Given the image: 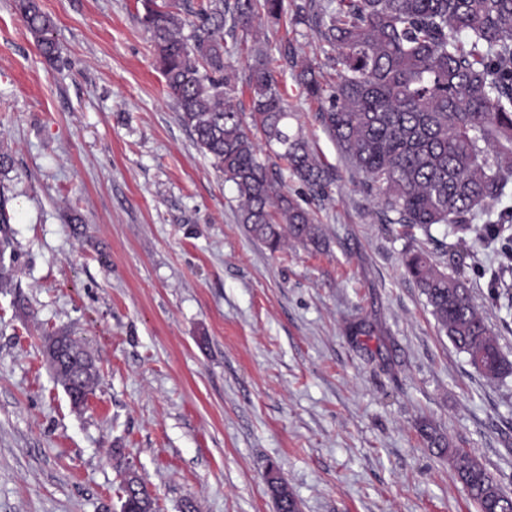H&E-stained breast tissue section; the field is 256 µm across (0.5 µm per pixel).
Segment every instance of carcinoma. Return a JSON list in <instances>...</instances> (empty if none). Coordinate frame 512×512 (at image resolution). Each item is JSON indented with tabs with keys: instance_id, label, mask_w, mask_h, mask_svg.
Segmentation results:
<instances>
[{
	"instance_id": "carcinoma-1",
	"label": "carcinoma",
	"mask_w": 512,
	"mask_h": 512,
	"mask_svg": "<svg viewBox=\"0 0 512 512\" xmlns=\"http://www.w3.org/2000/svg\"><path fill=\"white\" fill-rule=\"evenodd\" d=\"M165 85L196 147L235 185L239 222L270 251L291 239L322 245L312 212L285 190L297 180L313 200L329 196L336 171L289 124L281 82L265 44L254 42L245 83L250 112L235 103L237 74L225 58V37L281 23L285 0H141ZM13 8L49 63L59 59L54 22L38 0ZM290 24L317 36L323 60L298 61L293 44L277 45L278 68L305 98L319 103L316 119L338 151L365 176L382 224L405 234L446 225L463 243L478 230L498 232L512 211L482 220L512 182V0H291ZM276 148L283 166L263 162L254 140ZM407 273L425 295L440 332L470 365L495 381L512 362L474 301L459 267L440 268L430 252L406 253ZM55 379L78 398L93 391L98 368L68 333L46 337ZM450 459L478 512H512V494L484 465L458 450ZM127 512H156L144 481ZM277 512H295L288 487L271 478Z\"/></svg>"
}]
</instances>
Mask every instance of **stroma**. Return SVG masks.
Segmentation results:
<instances>
[{
    "instance_id": "obj_1",
    "label": "stroma",
    "mask_w": 512,
    "mask_h": 512,
    "mask_svg": "<svg viewBox=\"0 0 512 512\" xmlns=\"http://www.w3.org/2000/svg\"><path fill=\"white\" fill-rule=\"evenodd\" d=\"M47 64L0 0V172L12 281L0 289V512H120L134 469L158 512H476L449 453L512 492V376L491 382L440 335L403 264L424 248L465 279L512 360L499 236L463 251L382 224L293 80L284 93L336 169L321 249L270 252L165 90L140 0H39ZM366 321L372 335H352ZM64 330L98 387L74 409L43 351ZM435 428L445 450L419 424Z\"/></svg>"
}]
</instances>
